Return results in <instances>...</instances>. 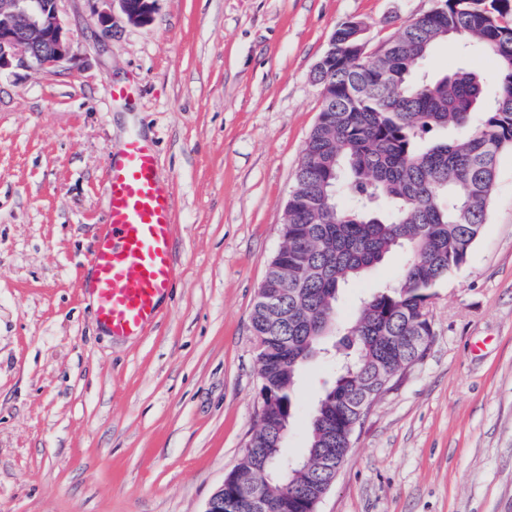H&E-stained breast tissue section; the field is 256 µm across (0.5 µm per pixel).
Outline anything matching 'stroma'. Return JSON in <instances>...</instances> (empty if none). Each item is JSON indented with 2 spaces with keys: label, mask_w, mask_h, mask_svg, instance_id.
Masks as SVG:
<instances>
[{
  "label": "stroma",
  "mask_w": 512,
  "mask_h": 512,
  "mask_svg": "<svg viewBox=\"0 0 512 512\" xmlns=\"http://www.w3.org/2000/svg\"><path fill=\"white\" fill-rule=\"evenodd\" d=\"M432 6L157 0L105 37L94 0H62L75 59L0 77V512H204L259 424L250 312L322 108L314 69L343 23H365L371 54ZM115 84L134 126L114 118ZM136 133L175 199L178 274L148 332L114 338L86 257ZM403 265L392 253L343 290L341 321ZM427 310L429 350L376 398L317 512H512V150ZM329 379L303 369L289 456Z\"/></svg>",
  "instance_id": "1"
}]
</instances>
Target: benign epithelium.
<instances>
[{
    "label": "benign epithelium",
    "mask_w": 512,
    "mask_h": 512,
    "mask_svg": "<svg viewBox=\"0 0 512 512\" xmlns=\"http://www.w3.org/2000/svg\"><path fill=\"white\" fill-rule=\"evenodd\" d=\"M61 0H0V76L46 69L74 59L60 13ZM119 4L132 24L149 23L156 0H103Z\"/></svg>",
    "instance_id": "benign-epithelium-1"
}]
</instances>
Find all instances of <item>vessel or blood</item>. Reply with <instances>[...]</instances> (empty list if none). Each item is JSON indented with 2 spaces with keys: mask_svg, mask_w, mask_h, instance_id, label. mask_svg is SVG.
<instances>
[{
  "mask_svg": "<svg viewBox=\"0 0 512 512\" xmlns=\"http://www.w3.org/2000/svg\"><path fill=\"white\" fill-rule=\"evenodd\" d=\"M105 192L108 221L88 256L97 319L112 336H140L156 322L176 275L174 201L150 143L129 137Z\"/></svg>",
  "mask_w": 512,
  "mask_h": 512,
  "instance_id": "vessel-or-blood-1",
  "label": "vessel or blood"
}]
</instances>
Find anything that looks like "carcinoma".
<instances>
[{
	"mask_svg": "<svg viewBox=\"0 0 512 512\" xmlns=\"http://www.w3.org/2000/svg\"><path fill=\"white\" fill-rule=\"evenodd\" d=\"M352 35L345 25L336 29V59L314 74L326 96L288 197L282 244L250 315L267 418L227 485L262 474L271 504L317 499L328 473L309 460L326 450L342 466L362 398L420 356L418 339L433 335L424 317L429 290L466 264L486 224L498 156L512 149V0H440L359 60L349 51ZM448 39L466 55L497 59L498 88L486 107L484 83L469 66L420 74ZM450 129L460 134L423 140ZM397 251L406 256L398 281L338 325L341 290ZM268 292L278 293L274 307L264 303ZM337 326L334 375L309 422L305 455L293 461L279 431L295 416L302 367ZM224 512L257 510L240 491Z\"/></svg>",
	"mask_w": 512,
	"mask_h": 512,
	"instance_id": "cac0c4a2",
	"label": "carcinoma"
}]
</instances>
